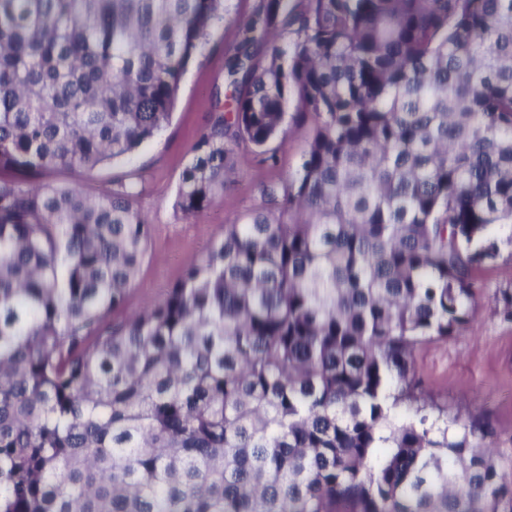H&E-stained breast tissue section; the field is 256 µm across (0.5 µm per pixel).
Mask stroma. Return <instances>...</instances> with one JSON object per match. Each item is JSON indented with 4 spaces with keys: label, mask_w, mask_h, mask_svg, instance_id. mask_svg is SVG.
Wrapping results in <instances>:
<instances>
[{
    "label": "stroma",
    "mask_w": 512,
    "mask_h": 512,
    "mask_svg": "<svg viewBox=\"0 0 512 512\" xmlns=\"http://www.w3.org/2000/svg\"><path fill=\"white\" fill-rule=\"evenodd\" d=\"M259 0H224V21L209 31L205 50L188 67L178 90L169 124L130 157L95 170L84 185L94 189L117 174H133L144 191L139 205L152 232L125 313L160 301L182 276L188 261L204 254L228 224L242 223L265 207L262 182L294 171L306 147L309 129L292 125L285 139L272 144L274 161L246 145L236 149V172L216 203L193 217L175 208L180 175L189 150L215 118L212 104L225 95V60L239 40V24ZM501 252L496 262L476 272L478 306L460 335L429 344L415 355V369L428 393L448 407L488 422L486 441L493 456L512 455V322L505 321L497 301L512 291V224L495 231Z\"/></svg>",
    "instance_id": "1"
}]
</instances>
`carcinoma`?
<instances>
[{"mask_svg": "<svg viewBox=\"0 0 512 512\" xmlns=\"http://www.w3.org/2000/svg\"><path fill=\"white\" fill-rule=\"evenodd\" d=\"M222 21L224 0H0V512H512L489 429L414 367L471 322L512 224V0H260L176 210L290 120L300 164L112 319L142 187L47 176L156 137Z\"/></svg>", "mask_w": 512, "mask_h": 512, "instance_id": "cac0c4a2", "label": "carcinoma"}]
</instances>
